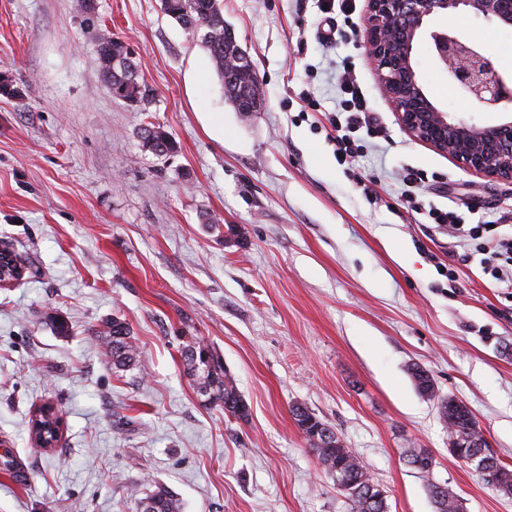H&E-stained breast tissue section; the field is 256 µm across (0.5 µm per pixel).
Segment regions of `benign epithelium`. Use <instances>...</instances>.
Here are the masks:
<instances>
[{"label": "benign epithelium", "instance_id": "obj_1", "mask_svg": "<svg viewBox=\"0 0 512 512\" xmlns=\"http://www.w3.org/2000/svg\"><path fill=\"white\" fill-rule=\"evenodd\" d=\"M466 13L512 29V0H367L361 39L380 89L414 140L442 153L481 179L512 184V120L483 126L449 115L428 93L418 70L417 47L430 38L434 62L466 95L488 108L512 103V88L472 41L448 33L442 21ZM240 111L263 102L236 60Z\"/></svg>", "mask_w": 512, "mask_h": 512}]
</instances>
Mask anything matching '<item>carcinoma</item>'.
I'll use <instances>...</instances> for the list:
<instances>
[{"label":"carcinoma","mask_w":512,"mask_h":512,"mask_svg":"<svg viewBox=\"0 0 512 512\" xmlns=\"http://www.w3.org/2000/svg\"><path fill=\"white\" fill-rule=\"evenodd\" d=\"M164 9L189 33L203 32L202 43L218 77L224 78V57L236 54L241 47L224 26V13L219 0H165ZM96 52L101 76L112 95L132 104L143 102L147 90L139 82L136 75L138 63L130 57L128 47L104 34L98 39ZM141 138L144 147L158 155L175 149L172 138L154 125L141 129ZM104 345L106 355L112 359L113 372H125L136 365L138 347L124 320L114 318L106 323ZM181 358L187 370L197 377L198 392L209 403L219 407L229 405L227 414L232 417L243 419L248 416V407L235 379L218 354L193 341L182 348ZM408 372L418 393L437 401L438 411L444 413V419L448 421L449 439H456L459 444V448L453 452L454 456L463 460L470 454L489 448L482 429L465 404L451 397L438 396L428 370L412 365ZM291 415L319 465L344 492L350 502V512H388L385 491L375 482L370 468L339 438L332 448L321 445L315 431L320 426H327V423L300 404L292 406ZM482 479L497 491L512 495V466L500 461L495 469L483 474ZM132 495L137 497L139 512H180L181 509L179 500L161 485L144 492L135 489Z\"/></svg>","instance_id":"1"}]
</instances>
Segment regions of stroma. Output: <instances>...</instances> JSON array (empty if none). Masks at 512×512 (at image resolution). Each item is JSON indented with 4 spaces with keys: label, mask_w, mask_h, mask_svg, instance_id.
I'll return each instance as SVG.
<instances>
[{
    "label": "stroma",
    "mask_w": 512,
    "mask_h": 512,
    "mask_svg": "<svg viewBox=\"0 0 512 512\" xmlns=\"http://www.w3.org/2000/svg\"><path fill=\"white\" fill-rule=\"evenodd\" d=\"M0 0V247L20 255L22 280L0 288V512H138L132 487L162 485L181 512H350L290 413L329 423L384 488L389 512H436L428 481L451 487L462 512H512L448 449L439 396L466 404L494 454L512 465V288L484 273L459 237L401 203L404 168L427 175L425 205L468 224L498 219L512 234V187L479 182L413 140L383 96L360 39L366 0L336 19L315 0H220L256 65L258 112H237L200 37L162 0ZM512 75V30L470 16L448 22ZM129 44L149 96L114 97L96 52L101 35ZM351 57L380 138L338 164L333 128L339 73ZM421 76L452 117L489 112L417 48ZM224 115V132L205 113ZM175 153L144 147L146 124ZM374 183L376 198L355 185ZM455 272L447 279L438 271ZM63 316L69 335L48 318ZM125 319L137 366L115 374L107 321ZM202 340L233 374L249 412L205 403L180 355ZM55 404V452L32 445V410ZM427 449L432 476L409 466Z\"/></svg>",
    "instance_id": "obj_1"
}]
</instances>
